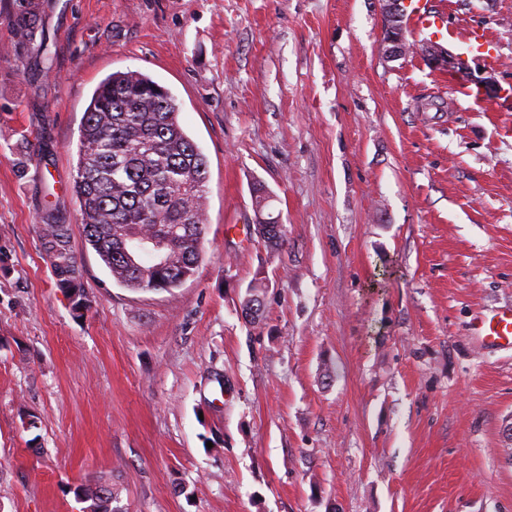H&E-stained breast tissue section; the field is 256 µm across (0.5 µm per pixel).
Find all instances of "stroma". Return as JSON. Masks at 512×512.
<instances>
[{"mask_svg":"<svg viewBox=\"0 0 512 512\" xmlns=\"http://www.w3.org/2000/svg\"><path fill=\"white\" fill-rule=\"evenodd\" d=\"M43 2L38 71L0 0V512H82V483L130 512H512V348L475 332L512 306V0H429L447 69L385 56L381 0ZM127 70L208 160L202 260L171 290L117 283L67 190ZM271 196L264 186L258 185L253 188V209L255 213L256 225L265 226V231L258 234L260 240L269 247H278L284 242L285 227L284 224H279L277 217L270 216L264 217V212L269 206ZM268 221H267V220ZM51 215L47 213L43 224H39L42 246L60 286L70 293L75 307L80 309L87 305L88 298L77 260L68 246V228L65 224H55ZM265 284H256L253 288H249L245 298L243 299V307L246 316H250V323L255 324L263 314V298Z\"/></svg>","mask_w":512,"mask_h":512,"instance_id":"35a3bbf8","label":"stroma"}]
</instances>
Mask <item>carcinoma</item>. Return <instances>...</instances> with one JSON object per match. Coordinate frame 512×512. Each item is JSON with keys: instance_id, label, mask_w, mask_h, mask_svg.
<instances>
[{"instance_id": "1", "label": "carcinoma", "mask_w": 512, "mask_h": 512, "mask_svg": "<svg viewBox=\"0 0 512 512\" xmlns=\"http://www.w3.org/2000/svg\"><path fill=\"white\" fill-rule=\"evenodd\" d=\"M14 28L32 44L39 34V0H12ZM172 93L150 76L116 71L95 88L83 115L73 191L80 203L85 241L112 277L132 290H170L191 278L201 259L205 233L204 202L208 161L179 119ZM270 194L253 188L260 240L269 247L284 242L285 229L264 217ZM39 233L44 252L75 307L87 305V293L68 228L46 214ZM162 233L171 247L162 268L148 255L127 256L128 243ZM264 288L248 289L243 299L250 323L263 314Z\"/></svg>"}]
</instances>
